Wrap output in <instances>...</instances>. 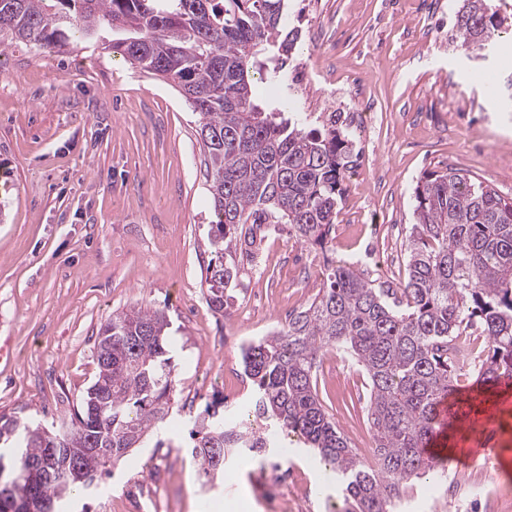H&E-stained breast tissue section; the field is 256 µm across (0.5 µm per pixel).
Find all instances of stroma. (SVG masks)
Listing matches in <instances>:
<instances>
[{"label":"stroma","instance_id":"obj_1","mask_svg":"<svg viewBox=\"0 0 512 512\" xmlns=\"http://www.w3.org/2000/svg\"><path fill=\"white\" fill-rule=\"evenodd\" d=\"M505 22L500 48L471 58L453 30L462 0H288L300 39L296 98L319 115L325 95L376 105L378 150L362 148L344 181L331 239L320 247L275 228L253 258L225 254L237 276L223 311L203 273L211 257V198L199 116L170 85L95 42L61 53L0 46V413L49 427L70 421L93 381L94 344L113 313L166 311L177 385L159 435L131 449L69 512H133L163 481L167 512H277V469H291L305 512H337L339 482L322 483L317 456L296 437L263 455L234 453L205 482L183 426L206 403L246 416L251 388L240 347L287 327L347 264L385 288L408 277L414 189L425 172L460 171L512 198V0H490ZM498 85L489 99L473 74ZM331 350L319 398L366 466L376 464L363 372ZM491 469L446 459L440 481L405 485L407 512H488V486L512 489V401L485 437Z\"/></svg>","mask_w":512,"mask_h":512}]
</instances>
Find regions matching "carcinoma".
I'll list each match as a JSON object with an SVG mask.
<instances>
[{
    "mask_svg": "<svg viewBox=\"0 0 512 512\" xmlns=\"http://www.w3.org/2000/svg\"><path fill=\"white\" fill-rule=\"evenodd\" d=\"M285 0H0V44L18 40L45 52L67 46L73 30L91 38L104 23L121 24L109 41L130 63L178 88L200 116L215 216L209 240L208 303L224 311L233 271L224 252L254 255L271 224H286L303 243L323 246L352 163V141L332 112L308 127L295 106L266 110L256 82L290 90L287 68L298 31L288 29ZM454 28L465 53L496 52L501 20L488 0H463ZM415 223L408 239L409 276L398 289L377 288L338 265L312 302L243 350L254 384L252 415L269 431L294 433L345 486L341 512H396L403 483L433 478L437 464L423 449L437 428L444 395L479 414L498 404L512 383V198L456 172L430 173L415 187ZM480 325L488 342L471 376L483 386L461 397L457 339ZM170 320L157 308L131 307L100 329L97 374L71 423L42 434L41 426L0 415V439L15 440L0 473V512H28L30 500L58 509L109 472L169 415L174 391ZM339 349L368 377V420L378 467L360 460L323 408L313 383L320 357ZM192 457L209 477L232 451L270 447L244 421L227 422L208 406L190 432ZM55 449L57 471L27 476ZM78 464L85 480L61 479Z\"/></svg>",
    "mask_w": 512,
    "mask_h": 512,
    "instance_id": "carcinoma-1",
    "label": "carcinoma"
}]
</instances>
